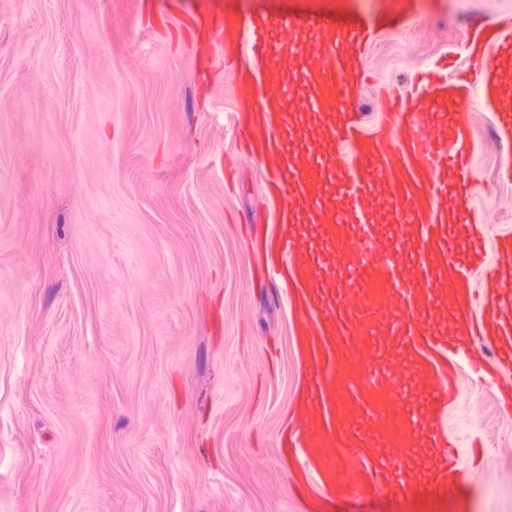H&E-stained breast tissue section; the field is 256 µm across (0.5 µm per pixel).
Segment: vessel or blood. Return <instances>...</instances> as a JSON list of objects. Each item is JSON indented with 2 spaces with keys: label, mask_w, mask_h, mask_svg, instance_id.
<instances>
[{
  "label": "vessel or blood",
  "mask_w": 512,
  "mask_h": 512,
  "mask_svg": "<svg viewBox=\"0 0 512 512\" xmlns=\"http://www.w3.org/2000/svg\"><path fill=\"white\" fill-rule=\"evenodd\" d=\"M186 16L225 57H255L236 70V119L277 205L256 243L293 314L303 379L286 441L310 475L305 512L456 489L475 462L445 427L461 369L512 366V232L486 249L465 149L476 89L512 142V25L472 22L467 71L423 73L371 124L351 104L374 25L329 7Z\"/></svg>",
  "instance_id": "vessel-or-blood-1"
}]
</instances>
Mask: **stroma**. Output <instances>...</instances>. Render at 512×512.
I'll return each instance as SVG.
<instances>
[{
  "label": "stroma",
  "instance_id": "35a3bbf8",
  "mask_svg": "<svg viewBox=\"0 0 512 512\" xmlns=\"http://www.w3.org/2000/svg\"><path fill=\"white\" fill-rule=\"evenodd\" d=\"M385 28L357 102L409 89L512 0H337ZM234 71L165 0H0V512H301L279 443L301 378L251 224L266 175ZM486 243L512 230V149L471 108ZM450 436L485 467L454 512H512V415L470 370ZM333 512H444L440 497Z\"/></svg>",
  "mask_w": 512,
  "mask_h": 512
}]
</instances>
